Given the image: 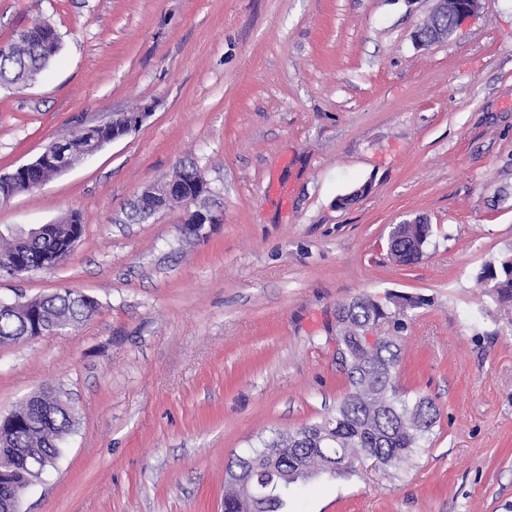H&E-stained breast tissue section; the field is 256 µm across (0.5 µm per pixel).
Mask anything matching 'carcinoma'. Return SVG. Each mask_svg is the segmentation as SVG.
Here are the masks:
<instances>
[{"label": "carcinoma", "instance_id": "carcinoma-1", "mask_svg": "<svg viewBox=\"0 0 512 512\" xmlns=\"http://www.w3.org/2000/svg\"><path fill=\"white\" fill-rule=\"evenodd\" d=\"M58 49L59 41L49 37L42 24L20 31L8 45L0 47V86L20 89L33 82ZM73 231L83 233L80 216L75 212L41 234L15 238L0 250V257L17 254L33 270L50 269L51 259L63 261L68 257L61 245ZM424 247L420 228L400 225L390 239L389 250L396 263L410 265L423 256ZM479 279L490 282L497 299H512V259L498 266L485 264ZM97 311L93 298L77 292L34 299L24 313L0 312V342L27 335L35 318L47 326H73L89 320ZM381 317L383 309L364 298L337 309L336 344L350 384L349 393L334 415L288 434L263 439L260 446L249 448L232 460L225 476L224 512H280L283 495L299 481L320 473L342 474L354 459L368 454L384 463H405L430 439L438 417L434 402L420 396L411 400L395 385L400 337L390 336L369 351L359 344L356 329ZM74 427L71 411L60 409L52 425L18 436L12 446L42 449L28 459L29 469L41 473L45 459L57 453L54 442ZM271 459L275 460V471L261 474L270 496L260 502L244 497L230 479L232 471L243 464L264 469Z\"/></svg>", "mask_w": 512, "mask_h": 512}]
</instances>
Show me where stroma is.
Listing matches in <instances>:
<instances>
[{
  "instance_id": "1",
  "label": "stroma",
  "mask_w": 512,
  "mask_h": 512,
  "mask_svg": "<svg viewBox=\"0 0 512 512\" xmlns=\"http://www.w3.org/2000/svg\"><path fill=\"white\" fill-rule=\"evenodd\" d=\"M436 0H0V46L44 22L60 50L0 87V174L121 112L142 127L0 202V230L79 211L50 270L0 301L69 289L90 320L0 344V414L50 389L76 418L22 512H224L258 439L334 414L349 391L336 310L417 300L395 381L430 398L427 448L296 484L283 512H512V301L478 274L512 258V0L447 41L412 35ZM194 166L222 221L131 222L149 185ZM362 197L337 206L355 189ZM424 218L421 260L388 255Z\"/></svg>"
}]
</instances>
